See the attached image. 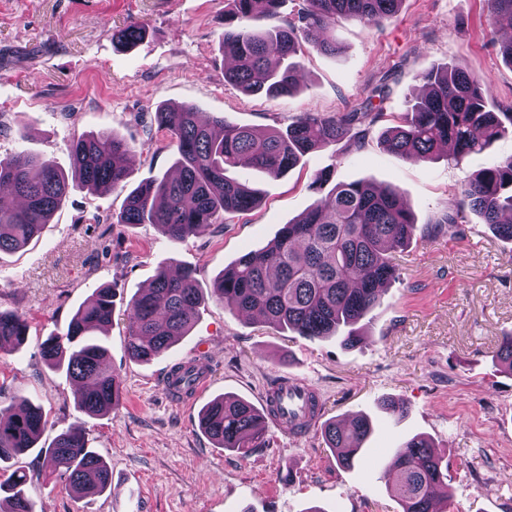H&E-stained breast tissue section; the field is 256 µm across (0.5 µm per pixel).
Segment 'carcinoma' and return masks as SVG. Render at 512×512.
<instances>
[{"mask_svg": "<svg viewBox=\"0 0 512 512\" xmlns=\"http://www.w3.org/2000/svg\"><path fill=\"white\" fill-rule=\"evenodd\" d=\"M282 3L228 0L221 39L234 64L224 71V81L246 96L293 95L301 80L294 57L302 43L335 54L340 50L331 32L336 21L379 27L396 15L402 0H302L298 21L267 25L279 16ZM486 5L492 27L504 21L512 26V0H486ZM144 36V27L128 25L114 30L112 41L133 47ZM417 79L424 91L396 125L381 131L390 152L429 162L449 145L448 157L459 163L512 134V106L501 114L486 110L487 94L479 76L434 66ZM384 93L383 85H375L349 112H305L286 129L264 135L222 115L204 119L195 106H160L155 121L178 154V176L133 189L116 223L153 224L174 241L222 224L260 202L258 190L231 172L249 168L278 178L315 148L343 139L364 144L383 116L374 98ZM129 151L128 143L107 132L80 139L71 149L75 176L90 190L121 189ZM3 185L23 200V206L0 202V253L15 252L38 236L68 193L63 174L24 150L0 159ZM457 194L498 238L512 241V156L464 179ZM415 231L412 212L398 189L362 181L338 184L284 225L264 248L241 254L224 269L212 294L236 315L311 339L334 337L353 348L361 340L362 321L380 303L383 285L399 277L390 249L408 242ZM202 300L194 270L185 268L174 276L159 268L151 285L128 303V356L148 363L171 349L193 326ZM112 310V286H100L78 307L67 331L42 344L49 366L66 368L71 379L83 384L78 405L90 416L108 412L120 397V380L97 336L111 323ZM28 332L23 315L0 310V351L22 345ZM496 357L512 374L511 331L499 338ZM381 409L397 419L408 413L406 403L394 397L384 398ZM46 425L42 409L25 400L1 405L0 468L7 469L5 463L37 447ZM200 427L219 448L246 455L263 447L260 411L240 398L224 396L207 403ZM372 431L371 419L359 415L347 424L326 423L322 434L337 464L351 468ZM38 454L43 456L42 471L66 476L75 493L98 495L111 485L107 463L89 447L81 427L58 434ZM379 468L402 512H446L438 506L435 491L446 485L448 464L427 438L414 435L386 449ZM30 482L27 473L17 469L0 482L5 512H32Z\"/></svg>", "mask_w": 512, "mask_h": 512, "instance_id": "obj_1", "label": "carcinoma"}]
</instances>
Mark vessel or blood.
<instances>
[{"label":"vessel or blood","instance_id":"obj_1","mask_svg":"<svg viewBox=\"0 0 512 512\" xmlns=\"http://www.w3.org/2000/svg\"><path fill=\"white\" fill-rule=\"evenodd\" d=\"M208 380L197 377L191 386H184L178 373L166 374L164 390L172 404L180 405L194 399L207 386ZM262 425H272L293 436L316 425L323 402L317 389L309 382L292 378L267 389L262 396Z\"/></svg>","mask_w":512,"mask_h":512}]
</instances>
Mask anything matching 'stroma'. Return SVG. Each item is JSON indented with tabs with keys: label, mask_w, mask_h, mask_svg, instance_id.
<instances>
[{
	"label": "stroma",
	"mask_w": 512,
	"mask_h": 512,
	"mask_svg": "<svg viewBox=\"0 0 512 512\" xmlns=\"http://www.w3.org/2000/svg\"><path fill=\"white\" fill-rule=\"evenodd\" d=\"M225 7V0H0V158L21 148L68 174L73 140L110 132L131 147L132 189L176 169L156 106L193 104L266 132L305 112L349 111L383 78L385 128L418 93V74L433 66L481 76L490 111L512 104V66L486 28L484 0H403L392 19L372 29L337 22L341 53L304 46L299 92L270 99L244 96L224 81ZM129 24L146 27L147 37L129 50L116 47L113 29ZM19 130L26 133L21 142ZM508 156L512 134L459 164L404 159L375 132L362 145L343 140L308 153L277 179L241 171L259 189V205L183 242L151 224L112 223L126 190L71 184L38 240L0 253V309L30 323L25 345L0 352V402L22 398L44 409V447L82 426L112 484L77 497L63 479L39 478L41 462L29 453L14 465L35 477V512H400L376 462L413 434L428 436L448 461V512H512V374L496 359L498 336L512 331V242L472 213L452 230L430 228L456 209L461 181ZM325 168L338 182L397 187L417 222L410 241L393 251L399 279L350 349L235 315L209 296L224 268L264 247L316 202L311 183ZM166 266L195 269L207 298L188 336L137 363L125 349L127 303ZM104 283L115 291L103 339L121 396L107 414L92 417L77 406V385L48 367L40 345L65 332ZM201 355L211 364L207 388L191 403L172 405L163 375ZM292 376L319 390L326 421L377 415L383 396L403 399L409 414L379 417L363 462L350 470L337 465L318 428L295 438L266 427L264 447L245 458L215 447L201 430L199 411L214 397L256 405L275 380Z\"/></svg>",
	"instance_id": "1"
}]
</instances>
